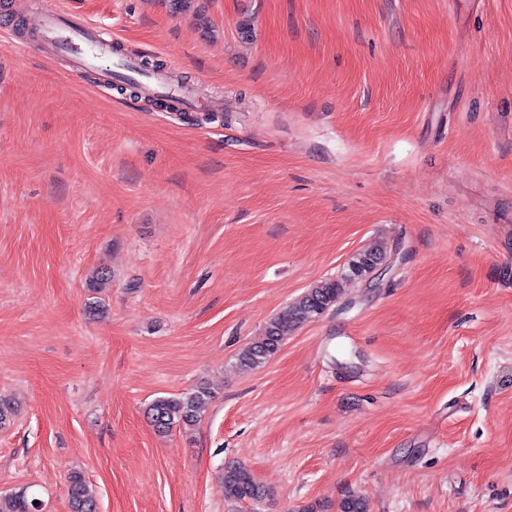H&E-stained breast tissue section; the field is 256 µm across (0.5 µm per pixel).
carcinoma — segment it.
<instances>
[{
	"instance_id": "carcinoma-1",
	"label": "carcinoma",
	"mask_w": 512,
	"mask_h": 512,
	"mask_svg": "<svg viewBox=\"0 0 512 512\" xmlns=\"http://www.w3.org/2000/svg\"><path fill=\"white\" fill-rule=\"evenodd\" d=\"M387 258V247L382 244L355 253L340 277L314 283L283 308L267 324L263 336L239 352L238 366L245 371L264 366L281 349L290 331L321 317L338 302L345 280L370 277ZM211 401L209 388L199 385L187 392L153 399L145 413L156 431L167 433L175 427L197 425ZM224 495L233 501H260L269 495V489L258 482L248 468L230 464L224 467ZM67 496L70 512H97L96 496L82 473L74 471L68 475ZM40 506V500L27 487L0 496V512H39ZM340 512H370L368 500L350 494L341 501Z\"/></svg>"
}]
</instances>
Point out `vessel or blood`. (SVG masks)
Instances as JSON below:
<instances>
[{
  "label": "vessel or blood",
  "mask_w": 512,
  "mask_h": 512,
  "mask_svg": "<svg viewBox=\"0 0 512 512\" xmlns=\"http://www.w3.org/2000/svg\"><path fill=\"white\" fill-rule=\"evenodd\" d=\"M34 32L39 47L46 50L59 48L65 52L72 76L80 78L92 70L100 85L108 87L114 82L113 65L119 53V42L86 19L47 9L36 18ZM137 90L160 101L172 112L193 108L218 112L222 109L221 104L208 102L195 88L162 72L148 73L145 80L138 82Z\"/></svg>",
  "instance_id": "1"
}]
</instances>
